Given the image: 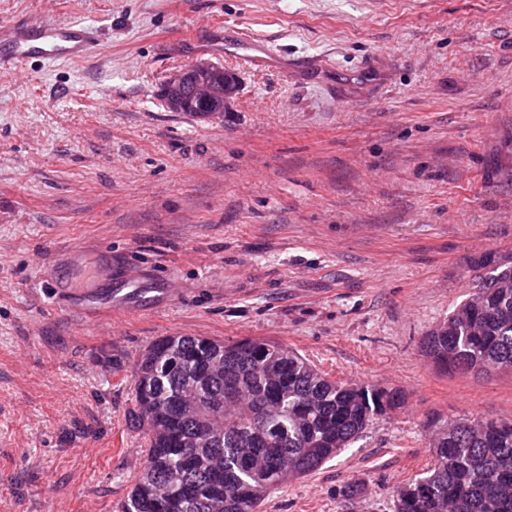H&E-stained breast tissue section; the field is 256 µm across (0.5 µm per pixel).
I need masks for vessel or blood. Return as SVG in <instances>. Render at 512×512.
I'll use <instances>...</instances> for the list:
<instances>
[{
    "label": "vessel or blood",
    "mask_w": 512,
    "mask_h": 512,
    "mask_svg": "<svg viewBox=\"0 0 512 512\" xmlns=\"http://www.w3.org/2000/svg\"><path fill=\"white\" fill-rule=\"evenodd\" d=\"M11 44L7 50L0 51V64L23 66L33 58H51L55 60H79L88 55L94 43L83 29L73 25L40 26L38 38H30L24 25H10ZM158 297L152 289L146 288L136 278H125L115 282L112 290L114 307L130 313L156 306Z\"/></svg>",
    "instance_id": "vessel-or-blood-1"
}]
</instances>
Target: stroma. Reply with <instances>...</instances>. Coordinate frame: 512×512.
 Returning a JSON list of instances; mask_svg holds the SVG:
<instances>
[{
	"label": "stroma",
	"mask_w": 512,
	"mask_h": 512,
	"mask_svg": "<svg viewBox=\"0 0 512 512\" xmlns=\"http://www.w3.org/2000/svg\"><path fill=\"white\" fill-rule=\"evenodd\" d=\"M2 22L100 46L0 66V512H121L132 368L164 336L268 339L401 395L262 512H391L428 420L512 419V374L423 352L512 252V0H0ZM199 61L239 77L221 117L160 98ZM120 271L175 292L86 315Z\"/></svg>",
	"instance_id": "1"
}]
</instances>
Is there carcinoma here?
<instances>
[{"label":"carcinoma","mask_w":512,"mask_h":512,"mask_svg":"<svg viewBox=\"0 0 512 512\" xmlns=\"http://www.w3.org/2000/svg\"><path fill=\"white\" fill-rule=\"evenodd\" d=\"M470 296L425 336L451 373H512V253L486 255ZM145 464L122 512H261L271 492L317 470L399 397L329 378L288 346L167 336L133 368ZM431 463L393 512H512V420L432 422Z\"/></svg>","instance_id":"cac0c4a2"}]
</instances>
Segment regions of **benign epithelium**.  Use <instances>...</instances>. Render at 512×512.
<instances>
[{"label":"benign epithelium","instance_id":"1","mask_svg":"<svg viewBox=\"0 0 512 512\" xmlns=\"http://www.w3.org/2000/svg\"><path fill=\"white\" fill-rule=\"evenodd\" d=\"M239 90L238 76L223 66L200 61L169 78L162 87L165 107L188 112L194 104L224 105Z\"/></svg>","mask_w":512,"mask_h":512}]
</instances>
